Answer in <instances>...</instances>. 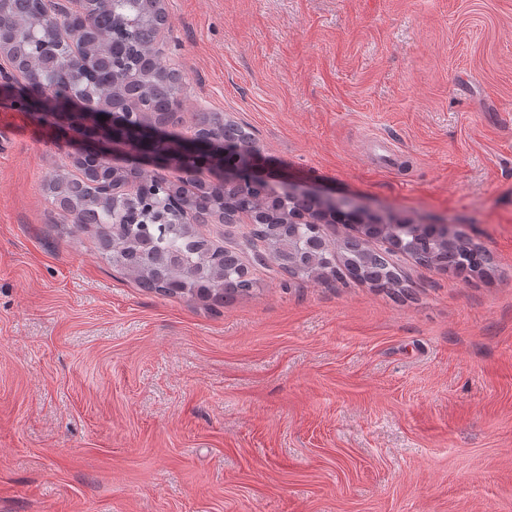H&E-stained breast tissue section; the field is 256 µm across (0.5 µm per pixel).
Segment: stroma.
<instances>
[{"mask_svg":"<svg viewBox=\"0 0 512 512\" xmlns=\"http://www.w3.org/2000/svg\"><path fill=\"white\" fill-rule=\"evenodd\" d=\"M182 131L491 255L410 295L254 265L221 304L105 261L43 183L75 148L0 85V512H512V0H167Z\"/></svg>","mask_w":512,"mask_h":512,"instance_id":"1","label":"stroma"}]
</instances>
